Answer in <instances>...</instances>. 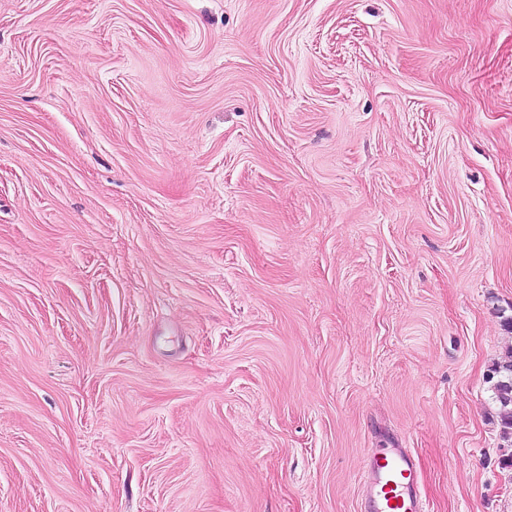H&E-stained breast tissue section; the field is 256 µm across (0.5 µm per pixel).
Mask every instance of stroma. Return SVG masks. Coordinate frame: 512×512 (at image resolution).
<instances>
[{
    "mask_svg": "<svg viewBox=\"0 0 512 512\" xmlns=\"http://www.w3.org/2000/svg\"><path fill=\"white\" fill-rule=\"evenodd\" d=\"M512 0H0V512H512ZM494 398L500 405L501 438L512 447V355L496 363L490 375ZM366 512H425L419 473L405 448H387L367 461Z\"/></svg>",
    "mask_w": 512,
    "mask_h": 512,
    "instance_id": "1",
    "label": "stroma"
}]
</instances>
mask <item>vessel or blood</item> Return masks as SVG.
<instances>
[{
    "label": "vessel or blood",
    "mask_w": 512,
    "mask_h": 512,
    "mask_svg": "<svg viewBox=\"0 0 512 512\" xmlns=\"http://www.w3.org/2000/svg\"><path fill=\"white\" fill-rule=\"evenodd\" d=\"M367 512H425L419 473L407 449L371 455L363 485Z\"/></svg>",
    "instance_id": "vessel-or-blood-1"
}]
</instances>
